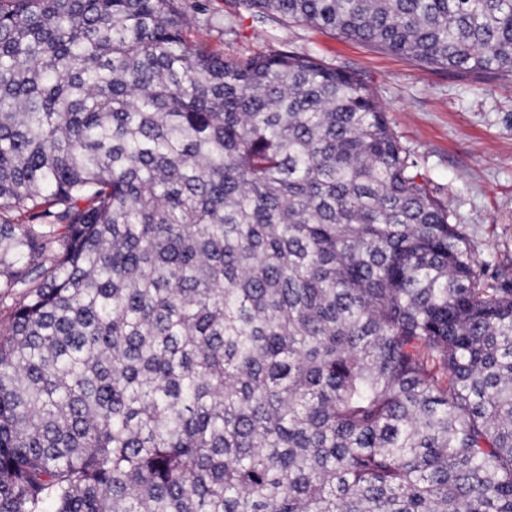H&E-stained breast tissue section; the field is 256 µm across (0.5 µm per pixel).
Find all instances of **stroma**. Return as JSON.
Instances as JSON below:
<instances>
[{"instance_id":"35a3bbf8","label":"stroma","mask_w":512,"mask_h":512,"mask_svg":"<svg viewBox=\"0 0 512 512\" xmlns=\"http://www.w3.org/2000/svg\"><path fill=\"white\" fill-rule=\"evenodd\" d=\"M184 0L190 40L225 57L288 49L354 74L385 109L491 275L512 279V80L451 72L328 30L258 21L241 0Z\"/></svg>"}]
</instances>
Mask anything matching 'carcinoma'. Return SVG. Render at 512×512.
<instances>
[{"mask_svg": "<svg viewBox=\"0 0 512 512\" xmlns=\"http://www.w3.org/2000/svg\"><path fill=\"white\" fill-rule=\"evenodd\" d=\"M512 78V0H244ZM182 0H0V512H512V281L382 105Z\"/></svg>", "mask_w": 512, "mask_h": 512, "instance_id": "1", "label": "carcinoma"}]
</instances>
